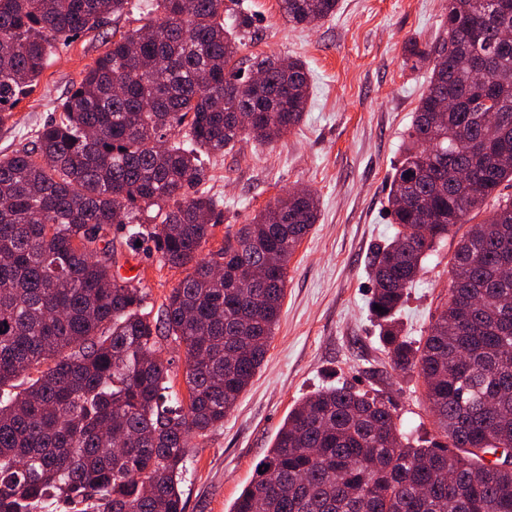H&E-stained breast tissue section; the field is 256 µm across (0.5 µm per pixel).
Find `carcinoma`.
Segmentation results:
<instances>
[{"label":"carcinoma","instance_id":"cac0c4a2","mask_svg":"<svg viewBox=\"0 0 512 512\" xmlns=\"http://www.w3.org/2000/svg\"><path fill=\"white\" fill-rule=\"evenodd\" d=\"M128 0H0V124L34 91L57 42L102 28ZM339 0H280L292 26ZM233 24H224V16ZM146 22L86 69L29 145L0 157V512H184L191 439L224 424L261 368L288 264L318 220L314 192L277 198L202 255L223 223L194 190L203 157L243 137L280 140L303 119L307 69L236 60L252 16L224 0H151ZM512 0H448L444 35L392 174L396 232L372 263L370 305L393 369L417 372L433 413L424 440L377 394L326 387L288 412L231 512H512ZM264 75L262 83L253 74ZM252 115L249 125L238 113ZM469 169L475 181L457 179ZM448 297L423 343L394 314L423 259L470 215ZM150 241L185 270L158 317L116 278ZM185 349L188 402L162 346Z\"/></svg>","mask_w":512,"mask_h":512}]
</instances>
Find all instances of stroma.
Returning <instances> with one entry per match:
<instances>
[{
  "mask_svg": "<svg viewBox=\"0 0 512 512\" xmlns=\"http://www.w3.org/2000/svg\"><path fill=\"white\" fill-rule=\"evenodd\" d=\"M241 2L255 26L238 52L241 68L257 56L300 58L309 70L310 96L301 124L281 140L246 138L206 160L201 187L224 211L207 247L219 249L228 227L247 223L275 198L300 188L315 192L319 216L289 263L264 364L223 427L194 440L182 484L185 512H229L289 410L324 387L380 393L392 401L404 431L423 439L433 431L421 378L393 370L380 340L370 309L369 262L394 235L387 210L391 175L429 80L407 48L441 35L448 0H340L333 18L297 28L283 20L279 0ZM144 9L145 0H130L99 31L72 36L59 47L37 88L0 126V155L34 140L107 40L137 27ZM454 245L451 238L438 243L408 290L399 317L412 343L425 336L447 298ZM117 271L139 278L155 311L185 275L128 250Z\"/></svg>",
  "mask_w": 512,
  "mask_h": 512,
  "instance_id": "1",
  "label": "stroma"
}]
</instances>
